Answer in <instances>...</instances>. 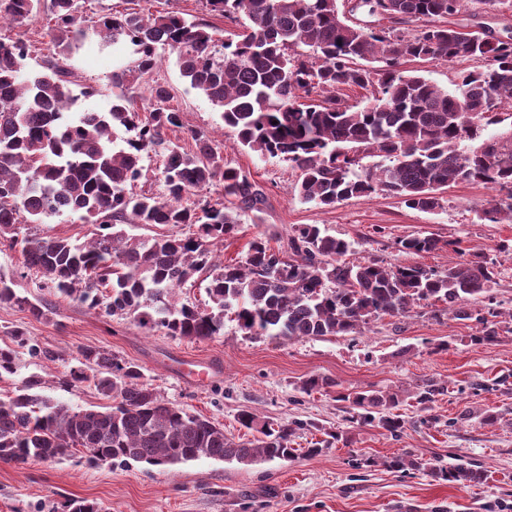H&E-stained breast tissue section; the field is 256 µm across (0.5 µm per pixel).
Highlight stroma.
Returning a JSON list of instances; mask_svg holds the SVG:
<instances>
[{
	"instance_id": "35a3bbf8",
	"label": "stroma",
	"mask_w": 512,
	"mask_h": 512,
	"mask_svg": "<svg viewBox=\"0 0 512 512\" xmlns=\"http://www.w3.org/2000/svg\"><path fill=\"white\" fill-rule=\"evenodd\" d=\"M87 19L101 12L179 11L186 19L208 24L221 36L233 28L206 10L201 0H80ZM47 14L20 25L0 28V38L23 40L30 47L29 68L53 52ZM134 48L119 43L105 48L85 44L73 64L81 82L97 93L79 99L75 109H107L112 101L110 76L132 62ZM154 81L169 87L170 104L182 125L166 138L185 149L195 147L194 132L211 137L228 166L237 168L265 190L262 212L243 216L234 240L218 246L224 262L238 259L254 237L271 245L286 244L298 224H316L329 235L347 239L353 248L346 260L371 258L388 265H421L440 269L452 258L442 249L419 254L398 252L397 239L431 235L458 242L467 252L496 255L497 279L479 309L512 313V255L496 254V246L512 241V223L482 224L475 212L489 201L503 199L499 189L458 182L442 191L443 207L432 213L407 208L397 198L374 194L321 209L302 202L297 193L299 170L276 158H263L236 144L221 112L181 77L172 56H163ZM0 272L12 276L14 288L32 302L45 304L36 318L15 306L0 305V339L19 328L53 361L19 354L17 373L0 379V397L12 394L29 377L41 381L43 396L70 409L103 405L90 383L72 388L63 381L77 365L82 348L112 351L137 364L147 384L166 400L223 426L226 435L248 437L237 417L247 411L259 421L302 422L294 445L299 452L287 461L252 466L209 459L175 466L104 464L91 467L70 458L33 461L25 466L0 462V512H63L70 500L103 505L106 512H512V389L499 386L512 375V332L501 330L496 342L474 343L475 322L430 307L415 308L404 318L372 321L363 333L288 341L252 338L225 317L219 335L191 341L147 331L128 318L108 317L78 302L55 296L41 273L23 268L20 254L0 240ZM212 361L219 371L205 386L185 383L175 372L178 363ZM317 376L332 380L329 388L304 392L302 383ZM432 381L446 388L429 406L417 404V385ZM382 391L397 394L405 420L394 438L378 424L355 418L338 393ZM495 414L487 423L485 414ZM336 440L316 457L303 453L325 434ZM411 453L415 470L393 471L384 460ZM473 462L487 473L478 484L461 487L431 477L429 468Z\"/></svg>"
}]
</instances>
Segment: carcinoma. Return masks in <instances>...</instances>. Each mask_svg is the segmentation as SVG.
<instances>
[{
  "instance_id": "1",
  "label": "carcinoma",
  "mask_w": 512,
  "mask_h": 512,
  "mask_svg": "<svg viewBox=\"0 0 512 512\" xmlns=\"http://www.w3.org/2000/svg\"><path fill=\"white\" fill-rule=\"evenodd\" d=\"M79 2L50 0L54 52L37 70L26 69L25 42L0 39V238L21 246L23 267L40 271L56 295L190 340L220 334L230 313L244 334L256 338L360 334L374 319L406 317L426 302L475 321L479 331L472 341H497V314L486 317L472 308L494 283L496 261L467 254L457 242L432 235L397 242L407 254L455 246L458 259L440 270L389 267L377 259L354 265L344 260L351 242L316 224H299L284 245L275 248L259 237L236 263L216 261L210 246L237 237L241 214L263 210L264 189L224 165L208 138L194 137L192 152L165 138L182 125L165 85H148L142 106L128 89L150 77L163 53L175 56L181 76L222 110L237 142L299 169L298 194L318 207L382 194L433 212L442 208L438 191L460 181L511 191L509 201L488 204L477 218L512 222V133L470 145L483 127L501 122L498 109L512 108V35L487 31L465 39L443 23L470 4L501 0H206L209 11L238 26L233 39L176 11L151 17L109 12L87 20ZM42 4L0 0V24H23ZM94 40H128L135 59L112 73L107 110L73 112L79 97L90 98L95 89L78 85L70 60ZM459 58L481 68L462 74L452 91L403 68L416 59ZM351 86L369 91L364 104L351 106L338 94ZM152 153L162 157L164 190L136 193L143 160ZM368 157L378 162L363 164ZM214 185L222 187L223 199L190 200ZM22 217L29 224L52 217L92 222L102 233L81 245L36 237L22 231ZM124 224L185 225L196 232L137 238ZM202 275L209 278L211 306L177 302L176 289ZM12 285L1 273L0 304L36 318L44 314ZM9 335L10 342L0 345V377L16 373L20 348L56 359L23 331ZM86 381L112 405L71 410L34 392L41 385L34 377L0 398V461L21 466L79 454L90 466L201 458L249 465L295 455L290 442L302 424L264 425L259 436L237 441L209 419L165 400L136 364L110 351L81 350L65 385ZM443 391L424 383L416 400L432 403ZM338 398L361 421H376L394 437L402 433L405 421L394 412L397 394ZM431 473L458 485L485 478L470 463L433 466Z\"/></svg>"
}]
</instances>
